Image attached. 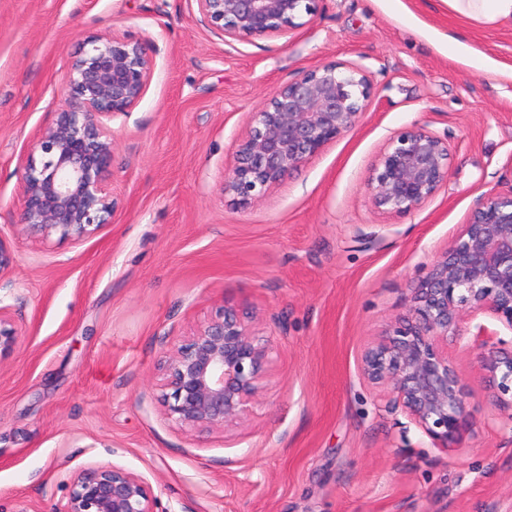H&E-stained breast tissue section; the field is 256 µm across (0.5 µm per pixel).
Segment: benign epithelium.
<instances>
[{
	"label": "benign epithelium",
	"instance_id": "obj_1",
	"mask_svg": "<svg viewBox=\"0 0 512 512\" xmlns=\"http://www.w3.org/2000/svg\"><path fill=\"white\" fill-rule=\"evenodd\" d=\"M224 37L244 42L283 36L313 20L317 0H196ZM153 71L145 45L127 38H89L65 75V106L37 138L24 164L21 223L45 238L79 242L109 223L112 128L142 99ZM356 66L327 63L280 87L253 113L239 140L223 192L240 205L262 196L328 142L352 130L370 93ZM448 142L421 125L391 137L367 178L373 205L409 214L448 181ZM488 315L512 331V190L482 196L450 248L434 260L416 288L412 319L397 322L363 356V373L390 388L433 442L454 450L470 424L468 396L448 362V335L460 314ZM481 349L500 406L512 411V348ZM20 330L0 306V355L18 344ZM271 340L226 307L174 348L160 384L167 415L192 430L223 428L249 410L270 364ZM148 480L117 466L82 469L55 512H155Z\"/></svg>",
	"mask_w": 512,
	"mask_h": 512
}]
</instances>
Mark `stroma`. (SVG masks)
Instances as JSON below:
<instances>
[{"label":"stroma","instance_id":"35a3bbf8","mask_svg":"<svg viewBox=\"0 0 512 512\" xmlns=\"http://www.w3.org/2000/svg\"><path fill=\"white\" fill-rule=\"evenodd\" d=\"M143 42L153 73L112 124L109 224L80 242L28 234L22 168L65 102L90 36ZM457 45H450L449 37ZM363 68L358 124L259 201L222 192L250 116L301 71ZM447 140L448 182L419 210L372 206L366 177L390 137ZM512 191V29L443 0H319L285 37L225 43L195 0H0V304L22 328L0 357V512H52L84 468L144 476L155 512H512V415L477 325L448 360L469 394L457 451L434 447L365 349L410 318L430 264L485 193ZM269 337L272 365L243 418L199 432L159 401L174 344L223 307Z\"/></svg>","mask_w":512,"mask_h":512}]
</instances>
